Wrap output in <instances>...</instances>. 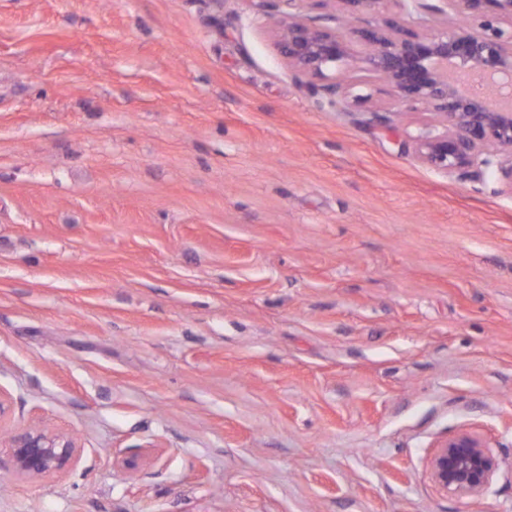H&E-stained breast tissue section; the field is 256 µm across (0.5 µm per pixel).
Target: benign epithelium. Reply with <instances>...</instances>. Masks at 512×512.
<instances>
[{
  "label": "benign epithelium",
  "instance_id": "1",
  "mask_svg": "<svg viewBox=\"0 0 512 512\" xmlns=\"http://www.w3.org/2000/svg\"><path fill=\"white\" fill-rule=\"evenodd\" d=\"M341 3L351 16L379 18L350 28L349 36L332 27L313 26L296 12L275 23L273 38L289 67L312 81L330 79L336 65L355 59L384 80L400 103L425 105L443 131L426 129L416 138L419 157L446 172L481 179L496 168L512 191V37L500 24L512 25V0H317ZM397 8L386 12L387 3ZM468 21L442 29L424 14H448ZM418 30L411 31L407 22ZM9 457L17 472L29 476L64 471L76 460L74 440L41 429L18 433ZM501 466L486 442L462 430L435 447L429 473L435 486L459 499L483 495Z\"/></svg>",
  "mask_w": 512,
  "mask_h": 512
}]
</instances>
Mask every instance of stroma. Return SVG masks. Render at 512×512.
<instances>
[{
	"instance_id": "1",
	"label": "stroma",
	"mask_w": 512,
	"mask_h": 512,
	"mask_svg": "<svg viewBox=\"0 0 512 512\" xmlns=\"http://www.w3.org/2000/svg\"><path fill=\"white\" fill-rule=\"evenodd\" d=\"M315 0H0V512H512V193L270 23ZM369 97V106L352 96ZM502 465L439 491L435 443ZM135 458L129 468L125 459ZM76 448L69 436L31 429L13 436L9 457L20 474L51 475L64 471L76 460ZM501 466L486 442L475 432L462 430L440 441L429 460L435 486L458 499L483 495Z\"/></svg>"
}]
</instances>
